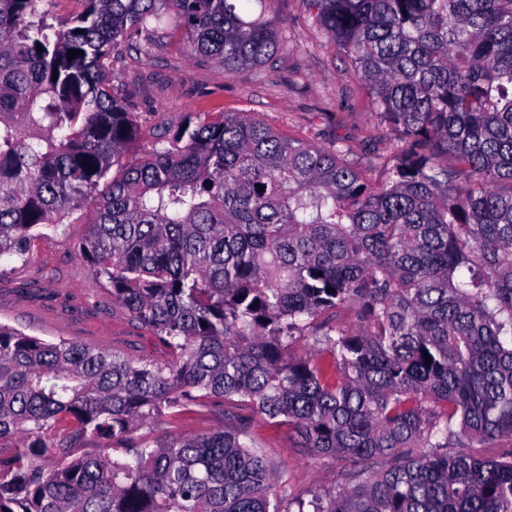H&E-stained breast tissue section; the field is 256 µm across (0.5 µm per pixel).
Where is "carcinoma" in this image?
<instances>
[{"instance_id": "obj_1", "label": "carcinoma", "mask_w": 512, "mask_h": 512, "mask_svg": "<svg viewBox=\"0 0 512 512\" xmlns=\"http://www.w3.org/2000/svg\"><path fill=\"white\" fill-rule=\"evenodd\" d=\"M76 2L0 0V258L95 206L78 255L168 358L0 324V512H282L255 414L398 459L314 512H512V451L459 452L512 439V0H299L397 133L377 180L249 112L129 155L131 34L226 73L287 37L250 0ZM216 400L224 429L154 435Z\"/></svg>"}]
</instances>
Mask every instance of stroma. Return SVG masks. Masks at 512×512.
Returning a JSON list of instances; mask_svg holds the SVG:
<instances>
[{
	"label": "stroma",
	"instance_id": "stroma-1",
	"mask_svg": "<svg viewBox=\"0 0 512 512\" xmlns=\"http://www.w3.org/2000/svg\"><path fill=\"white\" fill-rule=\"evenodd\" d=\"M268 15L288 41L275 63L224 73L208 60L184 55L170 38L150 55L128 52L118 81L129 111L144 119L131 152L141 155L173 139L188 114L249 112L280 132L321 145L341 140L361 168L378 164L377 148L397 152L394 133L375 126L349 66L302 12L297 0H276ZM94 218L62 224L31 240L25 258L0 259V324L48 342L62 339L88 347L161 359L165 350L148 339L113 302L106 281L96 278L77 253ZM224 425V406L214 402L166 421L167 436L208 432ZM251 437L281 474L287 500L311 499L337 484L359 481L346 462L318 459L298 447L293 431L253 416Z\"/></svg>",
	"mask_w": 512,
	"mask_h": 512
}]
</instances>
